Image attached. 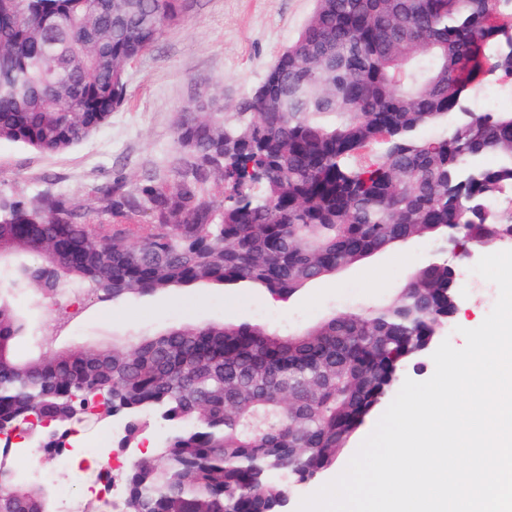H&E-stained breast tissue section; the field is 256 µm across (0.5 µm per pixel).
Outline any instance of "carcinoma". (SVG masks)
<instances>
[{
	"label": "carcinoma",
	"instance_id": "carcinoma-1",
	"mask_svg": "<svg viewBox=\"0 0 512 512\" xmlns=\"http://www.w3.org/2000/svg\"><path fill=\"white\" fill-rule=\"evenodd\" d=\"M187 0H0V140L68 151L126 100L127 66L178 26ZM512 79V0H315L264 80L224 112L183 108L173 180L114 177L101 212L149 218L128 243L62 195L0 200V512H52L21 480L12 438L51 460L74 425L145 420L173 433L123 475V512H287L336 464L457 312L458 266L413 270L386 303L281 333L222 322L121 349L23 360L28 323L6 295L27 283L114 301L209 283L287 300L414 238L459 259L512 241V111L476 113L475 88ZM444 124L429 138L425 131ZM224 180L215 205L211 178Z\"/></svg>",
	"mask_w": 512,
	"mask_h": 512
}]
</instances>
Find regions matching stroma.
Masks as SVG:
<instances>
[{
    "instance_id": "35a3bbf8",
    "label": "stroma",
    "mask_w": 512,
    "mask_h": 512,
    "mask_svg": "<svg viewBox=\"0 0 512 512\" xmlns=\"http://www.w3.org/2000/svg\"><path fill=\"white\" fill-rule=\"evenodd\" d=\"M189 2L181 25L129 67L125 105L82 143L46 154L0 141V198L35 204L46 194H60L94 215L115 174L132 180L154 171L166 174L176 153L175 131L183 107L199 97L215 96L226 110H233L264 79L314 7V0ZM436 248L433 240H413L398 252L376 255L315 281L286 302L257 288L199 287L126 302L85 297L76 313L68 296L29 287L15 296L30 322L16 352L36 359L72 347L108 348L116 339L127 345L168 327L204 322H251L297 331L331 314L388 300L408 272L429 261ZM458 286V312L440 337L460 348L464 330L480 326L494 308L498 288L463 276ZM99 478L100 470L91 462L54 469L47 482L53 512H121L122 485H115L111 497L99 498L91 492Z\"/></svg>"
}]
</instances>
